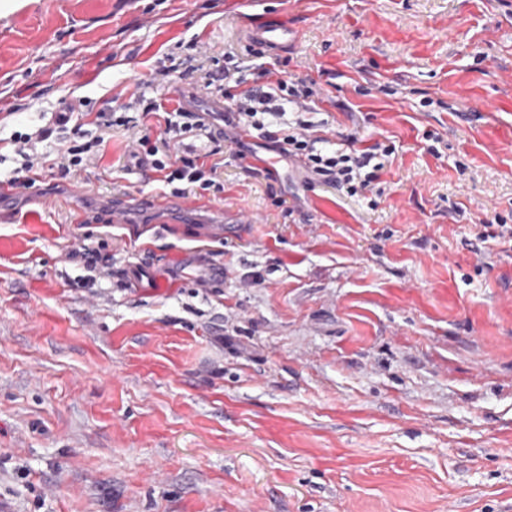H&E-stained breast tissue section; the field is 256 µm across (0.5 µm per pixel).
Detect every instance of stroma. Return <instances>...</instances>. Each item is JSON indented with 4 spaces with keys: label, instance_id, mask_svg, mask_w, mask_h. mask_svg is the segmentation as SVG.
Here are the masks:
<instances>
[{
    "label": "stroma",
    "instance_id": "1",
    "mask_svg": "<svg viewBox=\"0 0 512 512\" xmlns=\"http://www.w3.org/2000/svg\"><path fill=\"white\" fill-rule=\"evenodd\" d=\"M285 79L375 191L308 179L233 102ZM206 48L205 69L171 70ZM183 93L224 131L217 188L98 167L0 200V502L10 512H512V0H0V175L62 100L115 119ZM208 201L193 216L115 196ZM224 236L204 240L205 226ZM97 250L89 264L82 248ZM295 37V33L288 29V26L280 23H268L255 27L252 43L258 50H277L287 47L288 42L294 40Z\"/></svg>",
    "mask_w": 512,
    "mask_h": 512
}]
</instances>
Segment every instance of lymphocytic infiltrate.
Listing matches in <instances>:
<instances>
[{
  "mask_svg": "<svg viewBox=\"0 0 512 512\" xmlns=\"http://www.w3.org/2000/svg\"><path fill=\"white\" fill-rule=\"evenodd\" d=\"M261 75L267 80L262 90L244 87L234 71L224 73V82L239 88L234 96L237 128L268 137L267 118H280L285 113V104H292L298 117L291 133L280 144V152L302 158L309 176L336 183L346 188L349 195L373 190L378 175L370 164L377 156L391 154V147L377 143L347 153L325 147L316 125L304 118L310 102L320 94L315 84L301 80L289 83L270 69L262 70ZM128 106L140 108L142 116L156 117L161 128L157 138L146 134L134 138L128 151L130 159L139 164L150 161L153 169L163 173L165 183L180 181L200 185L205 190L214 187L213 172L207 169L203 154L195 145L198 139L213 137L200 113L181 105L169 109L154 101L148 103L140 95L131 97ZM84 118V113L69 108L53 112L48 122L30 132L12 134L10 142L22 163L18 174L11 176V183L31 184L50 159L62 177H76L102 159L113 125H133L138 117L121 116L116 123L99 124L98 135L91 138L84 130Z\"/></svg>",
  "mask_w": 512,
  "mask_h": 512,
  "instance_id": "lymphocytic-infiltrate-1",
  "label": "lymphocytic infiltrate"
}]
</instances>
